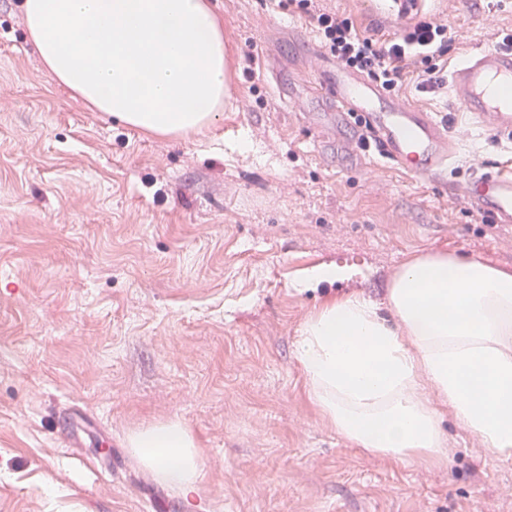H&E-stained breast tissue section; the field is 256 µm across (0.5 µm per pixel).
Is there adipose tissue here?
Listing matches in <instances>:
<instances>
[{
    "label": "adipose tissue",
    "instance_id": "1",
    "mask_svg": "<svg viewBox=\"0 0 512 512\" xmlns=\"http://www.w3.org/2000/svg\"><path fill=\"white\" fill-rule=\"evenodd\" d=\"M28 35L57 82L93 110L175 136L224 109V28L208 0H23ZM395 317L353 295L309 317L296 355L320 410L360 447L440 452L441 404L496 456L512 458V272L433 253L404 265ZM433 395H426V388ZM134 456L184 494L202 465L179 420L128 440Z\"/></svg>",
    "mask_w": 512,
    "mask_h": 512
}]
</instances>
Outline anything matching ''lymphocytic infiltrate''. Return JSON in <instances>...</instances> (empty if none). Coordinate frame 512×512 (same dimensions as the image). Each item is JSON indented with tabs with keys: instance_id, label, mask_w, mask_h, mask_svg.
<instances>
[{
	"instance_id": "1",
	"label": "lymphocytic infiltrate",
	"mask_w": 512,
	"mask_h": 512,
	"mask_svg": "<svg viewBox=\"0 0 512 512\" xmlns=\"http://www.w3.org/2000/svg\"><path fill=\"white\" fill-rule=\"evenodd\" d=\"M319 0H280L282 9L312 20L323 48L344 65L366 74L388 90H396L407 74H415L419 91L448 83L439 60L448 52V23L424 16L403 27L400 35L380 43L358 33L350 16L320 9Z\"/></svg>"
}]
</instances>
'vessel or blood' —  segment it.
<instances>
[{"mask_svg":"<svg viewBox=\"0 0 512 512\" xmlns=\"http://www.w3.org/2000/svg\"><path fill=\"white\" fill-rule=\"evenodd\" d=\"M427 0H373L389 28L418 18ZM320 64L304 81L280 85L284 100L302 99L304 123L315 142L361 163L381 158L412 177L447 186L457 143L435 113L393 97L379 83L313 46ZM460 110L501 140L512 141V46L473 53L449 73ZM371 143H363L362 134ZM472 206L496 224H512V166L480 161L460 186Z\"/></svg>","mask_w":512,"mask_h":512,"instance_id":"b4317fda","label":"vessel or blood"}]
</instances>
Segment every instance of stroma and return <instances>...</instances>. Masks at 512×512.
Instances as JSON below:
<instances>
[{"label": "stroma", "mask_w": 512, "mask_h": 512, "mask_svg": "<svg viewBox=\"0 0 512 512\" xmlns=\"http://www.w3.org/2000/svg\"><path fill=\"white\" fill-rule=\"evenodd\" d=\"M231 99L159 137L95 112L42 67L16 0H0V512H512V459L443 407L441 453L377 454L337 432L296 357L305 321L359 294L387 309L396 272L456 253L512 271V224L391 164L318 155L274 90L317 30L278 0H211ZM390 39L367 0H324ZM443 67L512 31V0H435ZM468 160L512 159L447 90L407 77ZM347 279L299 288L313 267ZM180 420L204 478L187 506L127 446Z\"/></svg>", "instance_id": "35a3bbf8"}]
</instances>
